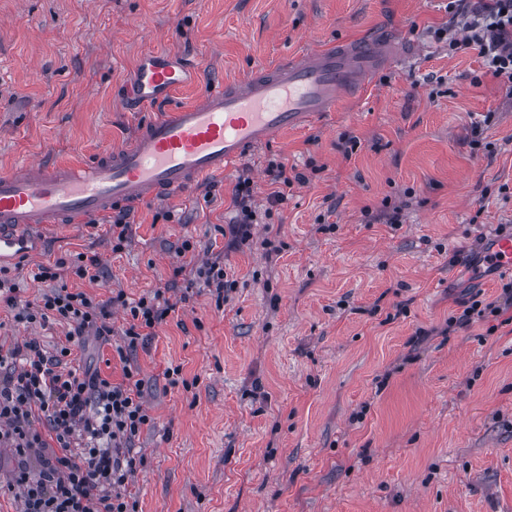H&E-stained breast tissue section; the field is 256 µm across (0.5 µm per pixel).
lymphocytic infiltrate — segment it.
<instances>
[{"mask_svg": "<svg viewBox=\"0 0 512 512\" xmlns=\"http://www.w3.org/2000/svg\"><path fill=\"white\" fill-rule=\"evenodd\" d=\"M465 3L447 5L452 17L464 19L462 38L449 37L444 26L432 29V37L447 41L452 51L477 50L487 75L512 96V0H478L472 9ZM183 271L175 266L172 279L150 294L133 299L117 291L103 301L67 285L71 275L100 281L98 257L82 255L74 263L61 258L39 266L34 279L49 289L37 302L22 305L18 283L0 268V305L16 309L17 322L67 328V346L53 354L34 338L0 345V446L18 451L12 487L23 512H137V501L126 492L138 465L131 445L151 422L139 372L124 368L122 382L115 383L100 372L65 366L64 360L88 338L110 339L116 306L125 314L124 347L135 349L175 311L168 293ZM189 271L193 283L219 301L236 286L220 253Z\"/></svg>", "mask_w": 512, "mask_h": 512, "instance_id": "f902f5d3", "label": "lymphocytic infiltrate"}]
</instances>
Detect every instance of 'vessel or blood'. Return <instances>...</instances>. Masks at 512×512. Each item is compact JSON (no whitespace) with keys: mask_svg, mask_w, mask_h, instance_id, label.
<instances>
[{"mask_svg":"<svg viewBox=\"0 0 512 512\" xmlns=\"http://www.w3.org/2000/svg\"><path fill=\"white\" fill-rule=\"evenodd\" d=\"M397 55L388 36L332 43L212 87L191 106L171 102L186 81L185 67L164 53L143 56L124 100L136 108L164 105L163 114L94 162L0 173V262L26 253L46 228L89 224L235 167L274 135L334 111ZM484 255L512 268V235L487 236Z\"/></svg>","mask_w":512,"mask_h":512,"instance_id":"1","label":"vessel or blood"}]
</instances>
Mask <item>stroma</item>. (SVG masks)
<instances>
[{
    "label": "stroma",
    "instance_id": "35a3bbf8",
    "mask_svg": "<svg viewBox=\"0 0 512 512\" xmlns=\"http://www.w3.org/2000/svg\"><path fill=\"white\" fill-rule=\"evenodd\" d=\"M448 0H0V172L85 163L130 139L155 108L121 90L138 59L165 52L189 81L176 104L251 69L377 35L412 48L335 112L251 151L236 170L132 209L113 252L112 219L49 232L23 257L21 302L38 266L97 256L107 283L68 285L136 298L172 274L184 239L224 254L237 286L224 303L192 288L147 344L73 348L72 365L121 382L137 368L150 425L127 491L138 512H512V321L446 328L473 296L494 302L512 268L482 240L512 231V99L473 51L427 27ZM480 147H472V140ZM307 181L252 238L228 248L239 175L266 207L270 162ZM401 210L398 224L376 221ZM0 342L67 329L16 323ZM180 367L172 383L167 369Z\"/></svg>",
    "mask_w": 512,
    "mask_h": 512
}]
</instances>
